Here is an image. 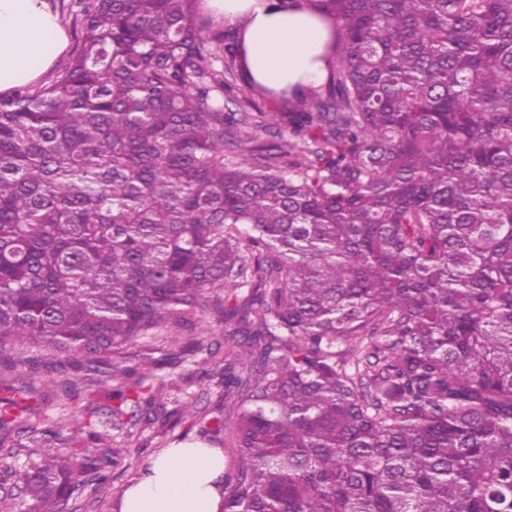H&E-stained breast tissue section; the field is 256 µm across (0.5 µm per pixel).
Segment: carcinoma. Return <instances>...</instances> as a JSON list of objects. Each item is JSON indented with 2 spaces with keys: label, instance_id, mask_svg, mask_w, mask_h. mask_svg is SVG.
<instances>
[{
  "label": "carcinoma",
  "instance_id": "1",
  "mask_svg": "<svg viewBox=\"0 0 512 512\" xmlns=\"http://www.w3.org/2000/svg\"><path fill=\"white\" fill-rule=\"evenodd\" d=\"M80 2L62 78L0 99V447L38 449L32 512L108 483L127 408L193 419L138 340L217 291L223 512H512V0H321L335 64L275 112L197 0ZM87 385L108 420L49 413Z\"/></svg>",
  "mask_w": 512,
  "mask_h": 512
}]
</instances>
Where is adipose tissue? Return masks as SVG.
Here are the masks:
<instances>
[{
  "instance_id": "obj_1",
  "label": "adipose tissue",
  "mask_w": 512,
  "mask_h": 512,
  "mask_svg": "<svg viewBox=\"0 0 512 512\" xmlns=\"http://www.w3.org/2000/svg\"><path fill=\"white\" fill-rule=\"evenodd\" d=\"M239 30L246 78L273 92L320 85L332 57L333 30L311 0H206ZM68 46L48 0H0V93L43 75ZM224 451L200 444L166 449L121 494L119 512H221Z\"/></svg>"
}]
</instances>
